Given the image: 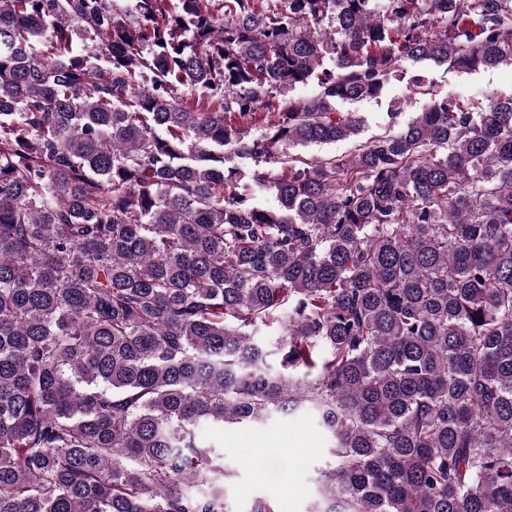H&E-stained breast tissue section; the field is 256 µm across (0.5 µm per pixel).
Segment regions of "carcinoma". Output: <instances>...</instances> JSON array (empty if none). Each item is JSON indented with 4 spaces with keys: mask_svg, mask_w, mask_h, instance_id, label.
<instances>
[{
    "mask_svg": "<svg viewBox=\"0 0 512 512\" xmlns=\"http://www.w3.org/2000/svg\"><path fill=\"white\" fill-rule=\"evenodd\" d=\"M169 2L0 0V512H226L199 427L303 407L310 512H512V91L404 68L512 64V0ZM404 67L408 75L424 76L429 81H434L441 85V91L474 101L493 91H509L512 88L511 65H504L479 75L463 78L445 76L443 75L442 68H438L430 63L408 62L405 63ZM446 80H448V83ZM409 89L404 82L392 81L387 91L386 97L381 102H363L359 104L344 106L345 110L357 112L363 118L361 132L350 139L338 141L328 145L313 144L306 148H299V151L306 156H325V155H348L354 151L355 146L361 142H365L374 135L383 133L385 130L396 131L404 125L415 112H420L422 101L411 103ZM397 102V108L401 113L397 118V123L390 127L386 112L388 107Z\"/></svg>",
    "mask_w": 512,
    "mask_h": 512,
    "instance_id": "obj_1",
    "label": "carcinoma"
}]
</instances>
